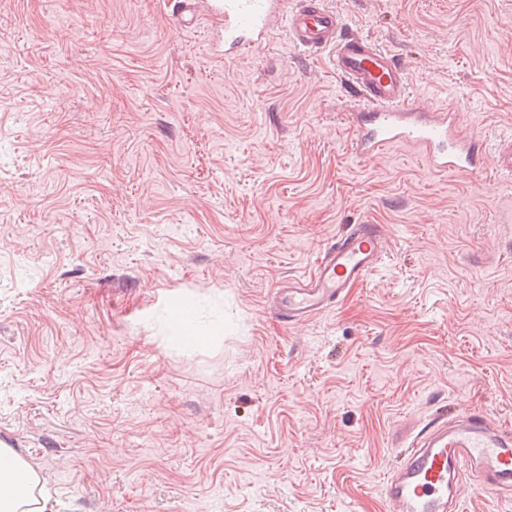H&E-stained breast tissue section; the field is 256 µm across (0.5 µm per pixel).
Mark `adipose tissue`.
<instances>
[{"label":"adipose tissue","instance_id":"ef3b65f1","mask_svg":"<svg viewBox=\"0 0 512 512\" xmlns=\"http://www.w3.org/2000/svg\"><path fill=\"white\" fill-rule=\"evenodd\" d=\"M0 512H57L37 470L0 442Z\"/></svg>","mask_w":512,"mask_h":512}]
</instances>
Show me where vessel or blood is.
I'll return each instance as SVG.
<instances>
[{
    "mask_svg": "<svg viewBox=\"0 0 512 512\" xmlns=\"http://www.w3.org/2000/svg\"><path fill=\"white\" fill-rule=\"evenodd\" d=\"M183 27L197 26L201 14L224 23V56L265 46L276 20L290 45L307 55L328 54L331 64L358 102L351 113L355 147L363 156L405 146L439 173H473L492 164L512 179V136L494 149L466 135L455 107L430 110L411 99L404 67L377 41L348 29L327 0H175ZM389 238L372 224L347 226L325 246L310 275L290 280L273 296L274 313L291 325L332 309L382 262ZM398 447L403 462L382 486L394 512H459L458 496L467 479L496 497L512 496V429L487 414L463 410L424 427L401 424Z\"/></svg>",
    "mask_w": 512,
    "mask_h": 512,
    "instance_id": "1",
    "label": "vessel or blood"
}]
</instances>
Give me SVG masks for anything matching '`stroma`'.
I'll return each mask as SVG.
<instances>
[{"label": "stroma", "mask_w": 512, "mask_h": 512, "mask_svg": "<svg viewBox=\"0 0 512 512\" xmlns=\"http://www.w3.org/2000/svg\"><path fill=\"white\" fill-rule=\"evenodd\" d=\"M421 107L512 130V0H329ZM327 57L167 0H0V441L59 512H390L406 418L512 427V199L363 157ZM388 257L288 325L277 288L346 225ZM194 303L211 339H169Z\"/></svg>", "instance_id": "stroma-1"}]
</instances>
